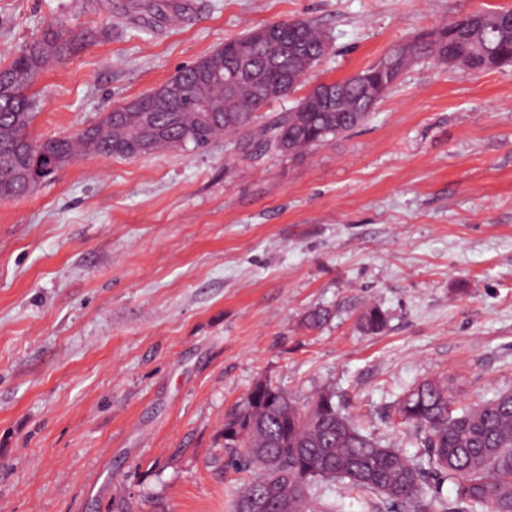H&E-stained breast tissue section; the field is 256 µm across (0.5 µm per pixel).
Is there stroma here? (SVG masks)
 <instances>
[{
    "instance_id": "obj_1",
    "label": "stroma",
    "mask_w": 512,
    "mask_h": 512,
    "mask_svg": "<svg viewBox=\"0 0 512 512\" xmlns=\"http://www.w3.org/2000/svg\"><path fill=\"white\" fill-rule=\"evenodd\" d=\"M512 0H0V63L50 23L81 49L31 88L32 136L79 131L262 24L304 18L327 54L289 96ZM386 322L362 332L361 313ZM329 319L307 327L305 316ZM448 377L512 390V74L414 62L371 119L314 152L227 142L88 155L0 202V512H231L219 434L254 384L332 388L420 453L396 406ZM315 499L386 512L345 482Z\"/></svg>"
}]
</instances>
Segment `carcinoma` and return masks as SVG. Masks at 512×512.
Here are the masks:
<instances>
[{"instance_id":"obj_1","label":"carcinoma","mask_w":512,"mask_h":512,"mask_svg":"<svg viewBox=\"0 0 512 512\" xmlns=\"http://www.w3.org/2000/svg\"><path fill=\"white\" fill-rule=\"evenodd\" d=\"M511 17L509 11L499 12L500 26L495 28L486 11L467 13L448 22L456 34L451 44L421 41L415 57H463L481 72L483 53L490 52L502 68L510 69ZM263 29L285 39L291 36L294 43L278 48L257 36L245 54L241 38L218 49L223 68L239 71L249 89L246 101L228 103L224 81L200 60L174 75L184 88L180 101H163L151 93L136 98L152 120L151 152L203 150L224 135L237 138L246 156L253 155L256 145L302 156L370 119L373 111L364 81L380 83L389 93L405 71L402 66L395 73L381 72L373 63L350 78L313 88L288 111L274 112L259 124L263 108L294 92L328 47L325 34L305 19L272 22ZM77 40L65 23L53 22L0 67L1 201L34 192L38 185L29 177L37 168L43 170V182L82 155H147L143 135L128 127L133 113L123 106L107 114L110 136L98 123L72 136H29L35 112L28 90L49 64L43 51L52 44L54 58L61 59L74 50ZM202 89L211 104H227L224 111H200ZM384 324L385 315L377 307L360 316L366 332H377ZM398 413L417 429L424 454L409 455L364 432L342 414L330 388L299 403L268 382L253 386L221 431L226 465L251 474L234 499L233 512H242L253 501L262 502L263 512H279L282 498L288 499L289 512H315L313 491L319 483L336 479L378 495L388 512H512V391L462 406L457 404L454 379L426 380L409 390ZM431 477L454 486L453 500L438 511L426 497Z\"/></svg>"}]
</instances>
